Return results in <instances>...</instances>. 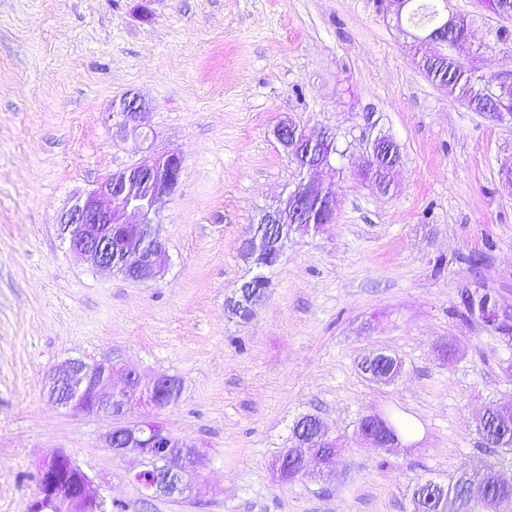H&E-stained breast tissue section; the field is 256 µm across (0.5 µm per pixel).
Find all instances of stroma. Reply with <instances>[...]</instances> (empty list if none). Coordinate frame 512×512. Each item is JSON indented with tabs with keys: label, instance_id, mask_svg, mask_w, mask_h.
<instances>
[{
	"label": "stroma",
	"instance_id": "stroma-1",
	"mask_svg": "<svg viewBox=\"0 0 512 512\" xmlns=\"http://www.w3.org/2000/svg\"><path fill=\"white\" fill-rule=\"evenodd\" d=\"M448 8L471 19L453 57L512 72L500 19L476 0ZM413 54L377 0H0V512H28L39 463L60 450L118 512H410L419 479L489 457L476 417L512 401V345L462 317L459 294L512 304V124L449 96ZM129 93L150 138L120 131L113 104ZM284 120L335 132L336 216L288 244L243 321L226 307L255 273L241 242L300 178L274 135ZM378 135L402 155L386 193L359 177ZM166 153L183 167L157 218L162 277L70 251L57 219L72 197ZM378 349L403 364L392 383L357 368ZM70 359L181 380L175 405L134 415L198 446L196 491L145 498L139 457L103 445L115 419L49 402ZM390 407L416 424V447L358 439L360 418ZM306 414L338 440L335 478L273 468Z\"/></svg>",
	"mask_w": 512,
	"mask_h": 512
}]
</instances>
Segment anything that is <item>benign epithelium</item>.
I'll list each match as a JSON object with an SVG mask.
<instances>
[{
    "label": "benign epithelium",
    "instance_id": "benign-epithelium-1",
    "mask_svg": "<svg viewBox=\"0 0 512 512\" xmlns=\"http://www.w3.org/2000/svg\"><path fill=\"white\" fill-rule=\"evenodd\" d=\"M127 120L134 123L132 131L147 128L146 104L136 96H128L114 106ZM299 126L284 120L274 134L284 149H295ZM303 142L317 145L320 154L304 168L309 171H335L336 138L324 135L314 139L303 135ZM183 160L170 155L150 156L139 164L114 172L97 187L77 197L58 217L60 232L69 248L91 267L105 272L114 270L112 253L121 257L126 273L138 282H149L165 271L169 258L165 244L154 226L155 216L170 202L178 187ZM331 181L315 178L301 179L287 196L261 215L262 223L274 225L272 234L264 228H252L242 246L262 259L261 266L274 267L288 242L321 230L322 224L311 225L307 216L309 207L317 204L323 213V224L333 221L337 201L328 192ZM477 319L496 332L512 335V305H503L498 299L488 302ZM117 371L112 363H86L69 360L50 376L48 396L51 403L74 414H106L121 420L105 436L104 444L113 453L123 457L134 453L143 459L142 468L132 475L139 482L152 473L156 482L149 495L182 494L189 487L188 477L194 472L199 458L195 444L185 438L167 435L164 422L154 420H126L132 410L150 405L165 409L173 402L165 401L172 378L158 377L151 384H142L136 372H124V386L112 391L109 383ZM360 438L387 453L403 447L400 439L386 424L383 412L376 411L360 420ZM331 439L326 427L318 421L312 432L295 438L302 448L308 442ZM336 452H305L299 456L283 454L276 463L278 473L294 478L308 474L310 463L319 462L331 470ZM504 474L493 469L486 481L472 486V496L486 505L488 512L496 504L485 495L488 483L498 482ZM107 499L93 489L92 479L65 452H56L43 460L38 468V489L29 505V512H101Z\"/></svg>",
    "mask_w": 512,
    "mask_h": 512
}]
</instances>
